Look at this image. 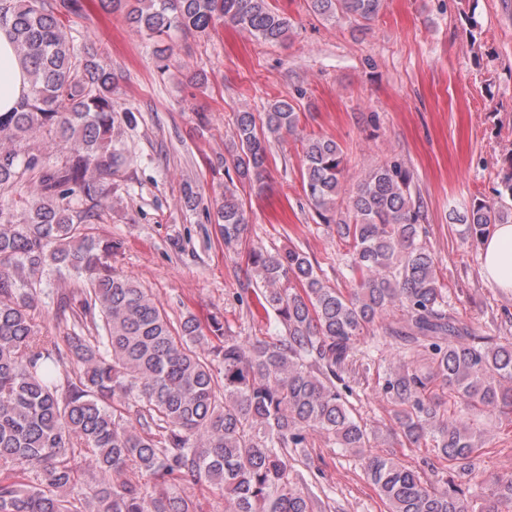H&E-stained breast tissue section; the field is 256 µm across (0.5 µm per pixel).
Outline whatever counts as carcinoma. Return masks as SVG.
<instances>
[{
	"label": "carcinoma",
	"mask_w": 512,
	"mask_h": 512,
	"mask_svg": "<svg viewBox=\"0 0 512 512\" xmlns=\"http://www.w3.org/2000/svg\"><path fill=\"white\" fill-rule=\"evenodd\" d=\"M326 21L375 20L384 0H307ZM149 37L207 35L221 23L258 40L282 42L288 16L269 0H100ZM79 0H0L7 30L28 75L12 112L0 114V512H196L168 486L206 481L224 493V512H324L305 492L288 456L319 433L358 454L372 432L353 415L344 374L358 336L390 308L403 323L384 327L410 360L389 368L380 385L392 406L395 435L434 442L448 462L437 487L395 455L365 458L364 470L385 512H468L465 479L489 442L475 423L512 414V342L474 336L448 313L438 261L421 239L423 218L410 172L372 168L350 196L337 234L352 244L350 288H334L296 247L251 251L256 286L281 325L273 341L210 335L188 317L174 323L147 289L112 269L117 244L91 233L112 194L115 76L66 33L61 19ZM285 100L261 126L235 118L232 167L263 186L269 139L296 132ZM65 144L59 166L51 149ZM345 170L336 140L303 142L302 187L328 224ZM497 198L475 200L455 221L479 241L512 223V153L502 161ZM207 220L224 244L247 229L236 190L224 186ZM67 270L78 289L54 300L63 340L33 322L47 274ZM295 283L285 288V283ZM448 388V408L434 389ZM91 468L89 496L76 502L75 449ZM127 471L133 477L116 480ZM32 474L35 483L16 481ZM479 512H512V475L494 480Z\"/></svg>",
	"instance_id": "carcinoma-1"
}]
</instances>
